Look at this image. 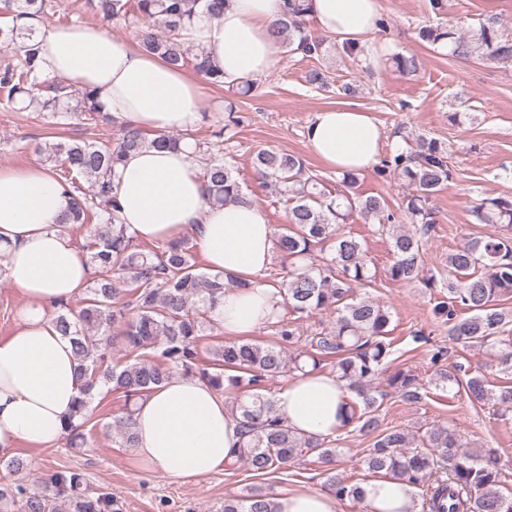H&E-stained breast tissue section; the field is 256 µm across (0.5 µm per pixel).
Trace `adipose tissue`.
Masks as SVG:
<instances>
[{"label": "adipose tissue", "instance_id": "1", "mask_svg": "<svg viewBox=\"0 0 512 512\" xmlns=\"http://www.w3.org/2000/svg\"><path fill=\"white\" fill-rule=\"evenodd\" d=\"M318 29L341 41L366 40L376 30L379 0H311ZM284 0H230L217 16H203L180 32L223 71L225 84L267 76L279 47L270 31ZM40 76L65 78L96 92L121 123L149 134L193 129L201 119V85L184 70L118 38L102 25L42 24L37 29ZM312 152L337 173H358L376 160L379 124L357 106L337 104L317 112L307 128ZM121 221L136 239L191 234L212 272L251 280L225 290L214 314L225 334L242 336L276 321L277 289L260 283L274 256V229L252 196L215 205L193 149L143 148L131 152L112 176ZM70 199L45 166H0V267L25 299L15 332L0 339V452L24 444L56 446L80 396L82 380L72 343L56 328L54 311L88 287L91 271L58 229ZM349 391L337 375L295 373L275 395L279 413L297 433H335ZM227 396L193 376L173 375L138 400L135 458L141 470L179 480L228 469L241 442ZM375 512H413L406 484L380 479L364 486ZM278 512H338L322 490H292L276 499Z\"/></svg>", "mask_w": 512, "mask_h": 512}]
</instances>
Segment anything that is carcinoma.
I'll return each mask as SVG.
<instances>
[{
	"mask_svg": "<svg viewBox=\"0 0 512 512\" xmlns=\"http://www.w3.org/2000/svg\"><path fill=\"white\" fill-rule=\"evenodd\" d=\"M103 22L124 20L137 24V37L144 51L164 62L188 65L215 87L224 86V73L215 68L202 49L193 50L179 40V32L201 13L216 14L229 0H88ZM57 0H4L0 21V108L6 112L35 107L68 125L72 120L89 124L117 123L104 111L96 93L74 88L61 79L42 81L37 26L56 13ZM309 0H287L285 17L272 30L274 40L305 57L322 55L325 38L307 30ZM418 36L431 45L446 44L460 60H489L512 65V33L489 17L475 30L424 25ZM237 117L204 141L191 134L154 137L138 128L120 125L106 142L53 140L39 146L40 153L58 166L57 180L71 197V207L62 222L93 225L83 255L92 268V281L81 307L64 305L55 318L62 335L70 338L83 380V397L68 418L65 437L70 446L86 442L85 426L94 391H107L124 399L123 413L114 421V435L122 448L136 444L135 402L156 386L179 373L192 375L217 391L224 382L232 386L230 411L237 417L242 437L235 463L256 476L276 473L303 455H313L329 464L340 449L328 436H299L280 416L274 394L266 383L295 372L321 371L327 365L348 382L356 400L346 403L343 427L350 425L373 439L365 458L367 469L422 490V512H512V493L499 489L500 457L493 451L482 455L467 448L454 430L433 424L415 436L396 427L384 428L379 415L384 393L375 381L385 372L392 355L389 309L355 289L375 279L362 243L340 232V225L353 214L377 224L391 238L394 261L386 276L395 282H424L436 286V276L424 274L421 242L436 224L429 200L451 175L447 152L432 140L418 139L417 149L396 151L377 168L381 175L399 171L414 193L407 196L406 212L415 231L396 230L388 200L381 195L356 191L358 176L343 174L344 189L332 197L320 178L306 172L302 160L276 149H260L253 157L258 179L286 196L287 222L274 231V249L288 265L268 285L278 289L281 306L295 314L317 312L336 315L329 328L308 335L294 319L272 323V343L239 339L221 341L201 356L204 327L213 320V310L224 289L246 288L249 282L222 273L198 271L193 245L187 236L157 241L149 249L140 244L120 222L119 204L112 196L110 177L132 151L146 146L176 148L185 140L194 153L206 157L203 177L213 203L224 205L242 190L234 168L224 160L222 138ZM481 224L512 226V196L484 198L472 207ZM330 245V257L316 253ZM450 279L441 283L448 300L435 305V314L448 323V339L464 346L494 349L503 345L501 333L509 314L497 307V298L512 293V233L475 237L448 255ZM122 347L135 355L133 361L114 365L112 349ZM447 350L439 347L431 356L436 366L434 384L446 388L464 385L468 398L494 401L505 415L512 411V387L495 392L481 375L461 382L448 369L439 367ZM388 386L401 399H422L421 384L414 375L397 370ZM33 488L19 479L0 485V512H120L110 492L89 490L86 475L61 467L36 480ZM329 486L336 498H350L369 512L360 485H350L332 474ZM224 512H275V497L262 489L224 499Z\"/></svg>",
	"mask_w": 512,
	"mask_h": 512,
	"instance_id": "obj_1",
	"label": "carcinoma"
}]
</instances>
